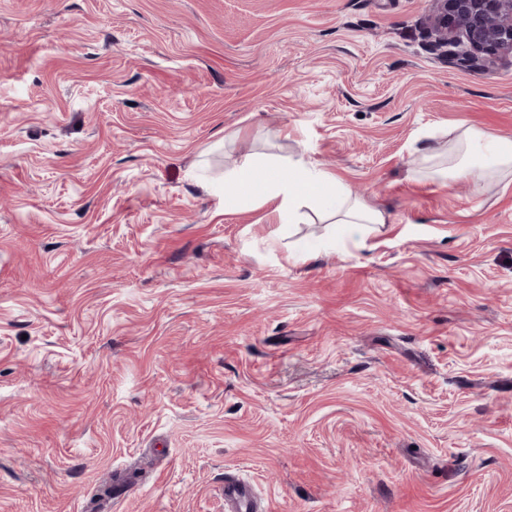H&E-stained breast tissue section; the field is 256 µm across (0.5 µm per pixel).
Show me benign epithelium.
Here are the masks:
<instances>
[{"instance_id":"benign-epithelium-1","label":"benign epithelium","mask_w":512,"mask_h":512,"mask_svg":"<svg viewBox=\"0 0 512 512\" xmlns=\"http://www.w3.org/2000/svg\"><path fill=\"white\" fill-rule=\"evenodd\" d=\"M432 44L470 67L512 58V0H429Z\"/></svg>"}]
</instances>
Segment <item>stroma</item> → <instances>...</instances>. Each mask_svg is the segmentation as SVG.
<instances>
[{"label":"stroma","mask_w":512,"mask_h":512,"mask_svg":"<svg viewBox=\"0 0 512 512\" xmlns=\"http://www.w3.org/2000/svg\"><path fill=\"white\" fill-rule=\"evenodd\" d=\"M429 0H0V512H512V59ZM302 158L388 221L276 201ZM131 481L110 499L116 479ZM429 2L426 24L434 47L470 67L488 68L512 58V0ZM462 135L464 139L461 141V148L464 149V155L456 160L454 155L448 154V164L432 171L433 177L442 184L448 183V177L467 174L470 170L467 158L472 155L487 157L488 165L496 167L495 173L502 169L512 170V139L510 137L470 128L462 130ZM256 177L255 166L245 161L234 168L227 176V192L235 198H249L254 192L248 190V185ZM225 512H269V502L259 501L254 489L235 476L224 479Z\"/></svg>","instance_id":"obj_1"}]
</instances>
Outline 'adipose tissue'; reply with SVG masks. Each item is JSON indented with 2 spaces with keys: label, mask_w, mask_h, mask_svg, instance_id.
Listing matches in <instances>:
<instances>
[{
  "label": "adipose tissue",
  "mask_w": 512,
  "mask_h": 512,
  "mask_svg": "<svg viewBox=\"0 0 512 512\" xmlns=\"http://www.w3.org/2000/svg\"><path fill=\"white\" fill-rule=\"evenodd\" d=\"M463 136V158H449L447 165L433 169V177L440 182L467 174V159L472 155L487 157L496 169L512 170V138L470 128L464 129ZM264 193L277 200L280 214L289 221L301 220L303 208L309 207L334 218L353 239L364 235L369 225L387 221L381 209L360 201L342 180L301 159L293 163L289 177L267 180Z\"/></svg>",
  "instance_id": "adipose-tissue-1"
}]
</instances>
